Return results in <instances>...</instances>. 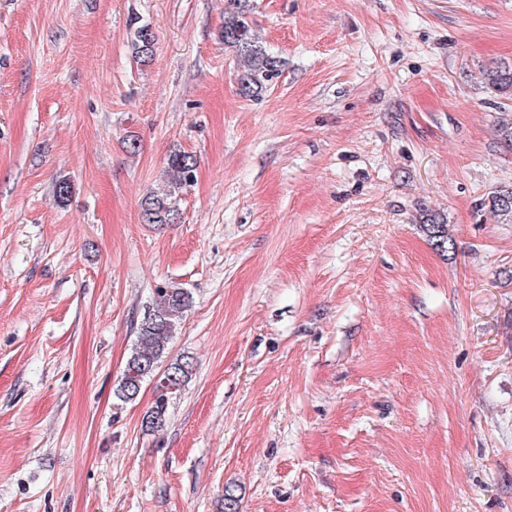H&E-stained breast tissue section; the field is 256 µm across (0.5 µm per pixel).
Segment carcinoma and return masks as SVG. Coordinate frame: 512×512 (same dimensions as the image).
Segmentation results:
<instances>
[{"mask_svg": "<svg viewBox=\"0 0 512 512\" xmlns=\"http://www.w3.org/2000/svg\"><path fill=\"white\" fill-rule=\"evenodd\" d=\"M249 0H224V49L231 50L239 60V90L244 95L259 94L277 78L281 60L270 54L254 34L248 22ZM156 36L147 24L138 27L133 48L136 57L147 61L154 55ZM484 83L498 94L512 97V66L496 63L482 71ZM197 159L187 153H174L168 159L164 188L150 192L141 202V220L145 224H173L178 216L180 192L193 183ZM490 210L498 216L512 218V189H501L489 199ZM434 248L445 253L453 248L447 224L428 215L423 221ZM192 306V295L184 288L169 284L157 290V299L145 307L137 323L136 343L127 360L125 370L114 390L120 402L136 399L145 382L154 380L159 370L162 379L156 381L158 395L145 413L142 426L148 432L162 430L167 421L170 400L180 390L191 372V362L177 358L163 363L169 343L178 324Z\"/></svg>", "mask_w": 512, "mask_h": 512, "instance_id": "obj_1", "label": "carcinoma"}]
</instances>
